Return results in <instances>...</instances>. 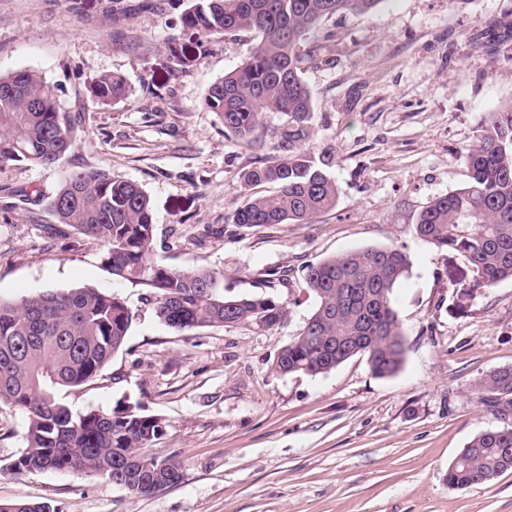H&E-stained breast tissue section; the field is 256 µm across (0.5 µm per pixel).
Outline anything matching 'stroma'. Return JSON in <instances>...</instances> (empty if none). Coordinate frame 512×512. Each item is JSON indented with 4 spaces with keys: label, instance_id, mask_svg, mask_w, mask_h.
<instances>
[{
    "label": "stroma",
    "instance_id": "stroma-1",
    "mask_svg": "<svg viewBox=\"0 0 512 512\" xmlns=\"http://www.w3.org/2000/svg\"><path fill=\"white\" fill-rule=\"evenodd\" d=\"M141 2L121 0L116 23L112 0H0V76L39 74L77 123L59 163L0 165V299L89 286L125 301L124 347L57 397L76 413L131 403L160 416L152 451L179 459L182 478L144 496L96 476L14 473L27 416L0 403V500L58 512H512V470L466 489L446 481L475 435L512 427V404L489 408L473 388L512 367V280L483 286L463 256L414 233L429 200L467 182L480 117L512 102V0H384L322 22L307 44L314 111L297 147L329 161L339 201L307 224L252 228L235 226L234 210L273 187L241 176L272 161L277 141L240 143L202 102L256 36L212 39L200 55L179 26L189 0L160 12ZM102 73L126 79V99L98 102L89 83ZM80 169L148 193L169 268L223 273L225 295L272 296L285 321L163 325L148 288L105 271L97 241L47 237L48 198ZM391 245L411 260L393 293L402 369L379 377L357 355L321 375L276 373L316 306L307 265Z\"/></svg>",
    "mask_w": 512,
    "mask_h": 512
}]
</instances>
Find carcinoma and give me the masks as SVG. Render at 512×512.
<instances>
[{"label":"carcinoma","mask_w":512,"mask_h":512,"mask_svg":"<svg viewBox=\"0 0 512 512\" xmlns=\"http://www.w3.org/2000/svg\"><path fill=\"white\" fill-rule=\"evenodd\" d=\"M384 0H190L184 31L206 36L258 35L243 64L217 79L204 97L224 131L253 143L267 114L292 123L278 142L284 153L245 171L246 186L274 184L271 195L247 200L233 214L240 227L303 224L336 207L340 189L310 152L293 150L314 111L303 79V44L326 19L368 13ZM104 105L126 98L125 78L101 74L91 84ZM76 125L38 74L0 76V162L57 164L74 144ZM469 180L420 211L418 238L462 255L485 286L512 279V102L480 120L466 148ZM48 206L57 223L99 241L101 264L112 277L144 285L156 316L176 331L250 323L270 329L286 310L266 295L224 296L223 275L174 271L158 260L152 204L134 182L95 170L70 172ZM411 267L397 246L371 247L306 267L317 305L302 331L273 361L281 374L326 373L352 356L367 355L380 377L401 369L406 346L392 295ZM133 314L114 294L94 287L47 292L19 303L0 300V402L28 415L26 447L10 468L93 473L150 495L176 485L181 462L149 448L165 434L164 420L139 406L75 413L57 399L61 388L96 377L125 344ZM482 397L512 396V367L474 383ZM512 469V428H490L471 439L448 467V486L487 484ZM0 512H57L47 502L0 501Z\"/></svg>","instance_id":"carcinoma-1"}]
</instances>
